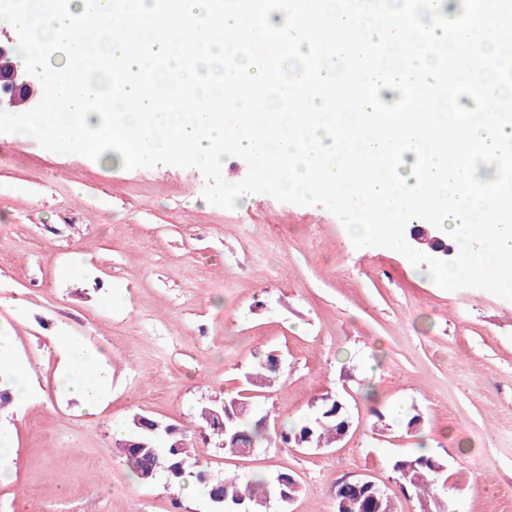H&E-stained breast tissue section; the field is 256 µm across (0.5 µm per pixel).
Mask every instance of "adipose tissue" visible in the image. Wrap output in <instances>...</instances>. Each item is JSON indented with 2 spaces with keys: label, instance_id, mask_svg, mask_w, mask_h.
I'll return each instance as SVG.
<instances>
[{
  "label": "adipose tissue",
  "instance_id": "ef3b65f1",
  "mask_svg": "<svg viewBox=\"0 0 512 512\" xmlns=\"http://www.w3.org/2000/svg\"><path fill=\"white\" fill-rule=\"evenodd\" d=\"M55 345L62 357L70 392L85 398L89 412H98L102 398L110 390L109 353L89 350L83 339L73 334L57 336Z\"/></svg>",
  "mask_w": 512,
  "mask_h": 512
}]
</instances>
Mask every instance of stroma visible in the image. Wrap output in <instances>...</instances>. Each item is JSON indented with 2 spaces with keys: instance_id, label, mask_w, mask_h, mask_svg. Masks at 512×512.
<instances>
[{
  "instance_id": "stroma-1",
  "label": "stroma",
  "mask_w": 512,
  "mask_h": 512,
  "mask_svg": "<svg viewBox=\"0 0 512 512\" xmlns=\"http://www.w3.org/2000/svg\"><path fill=\"white\" fill-rule=\"evenodd\" d=\"M204 187L195 168L127 170L0 134V357L39 387L0 419L12 439L0 512H208L165 476L131 477L114 428L136 414L190 431L211 475L291 474L300 493L268 512H336L337 484L361 476L397 512H422L391 462L424 444L447 465L449 512H512V301L355 248L324 207L260 193L226 209ZM70 332L111 354L99 413L65 387L53 338ZM270 354L280 376L254 399L269 443L233 456L202 440L200 408ZM336 397L344 439L281 446L283 425Z\"/></svg>"
}]
</instances>
